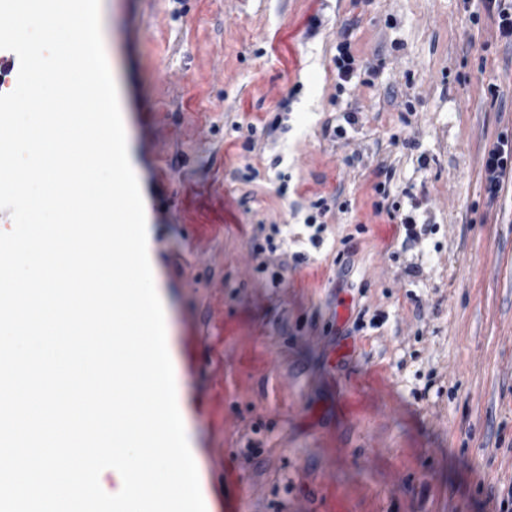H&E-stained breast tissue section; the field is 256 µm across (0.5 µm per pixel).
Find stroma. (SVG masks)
<instances>
[{"label": "stroma", "instance_id": "obj_1", "mask_svg": "<svg viewBox=\"0 0 512 512\" xmlns=\"http://www.w3.org/2000/svg\"><path fill=\"white\" fill-rule=\"evenodd\" d=\"M101 2L207 512H494L512 176L488 202L484 161L512 138V46L480 0ZM381 165L417 241L374 213ZM317 193L324 244L271 287L253 227L292 255ZM351 45L347 40L341 41L336 45V56L334 57V64L336 68L337 87L344 88V84L351 81L353 76V62L354 58L350 51Z\"/></svg>", "mask_w": 512, "mask_h": 512}]
</instances>
